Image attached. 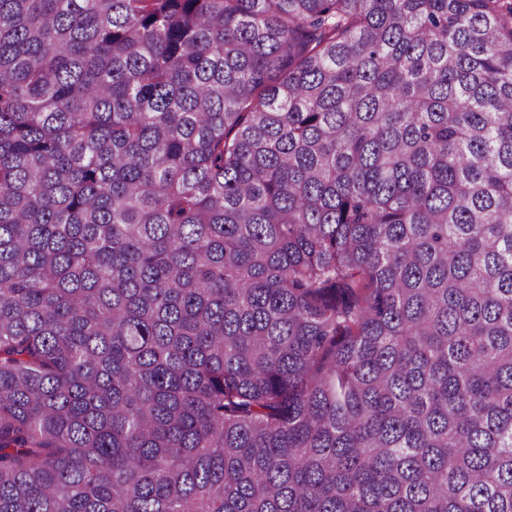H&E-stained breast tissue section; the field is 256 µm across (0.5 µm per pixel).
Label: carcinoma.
Segmentation results:
<instances>
[{
	"instance_id": "carcinoma-1",
	"label": "carcinoma",
	"mask_w": 512,
	"mask_h": 512,
	"mask_svg": "<svg viewBox=\"0 0 512 512\" xmlns=\"http://www.w3.org/2000/svg\"><path fill=\"white\" fill-rule=\"evenodd\" d=\"M0 512H512V0H0Z\"/></svg>"
}]
</instances>
